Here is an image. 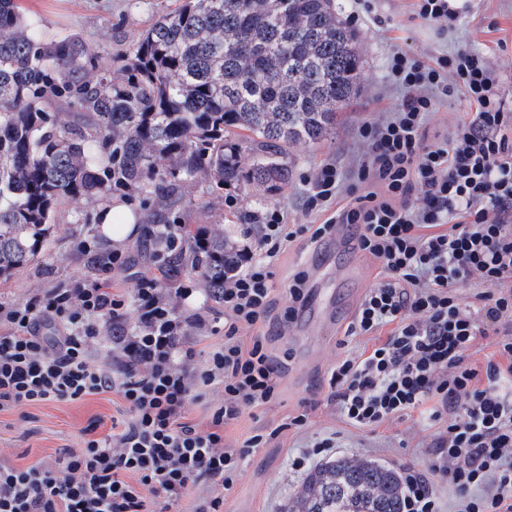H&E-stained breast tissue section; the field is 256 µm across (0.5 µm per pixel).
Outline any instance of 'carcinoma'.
Returning <instances> with one entry per match:
<instances>
[{
	"label": "carcinoma",
	"instance_id": "1",
	"mask_svg": "<svg viewBox=\"0 0 512 512\" xmlns=\"http://www.w3.org/2000/svg\"><path fill=\"white\" fill-rule=\"evenodd\" d=\"M48 38L0 0V279L42 250L58 207L112 205L123 184L160 207L197 180L288 186L291 148L336 130L362 78L356 33L333 0H183L127 42ZM232 253L209 234L194 268L224 287ZM400 475L337 457L306 475L283 512H403Z\"/></svg>",
	"mask_w": 512,
	"mask_h": 512
}]
</instances>
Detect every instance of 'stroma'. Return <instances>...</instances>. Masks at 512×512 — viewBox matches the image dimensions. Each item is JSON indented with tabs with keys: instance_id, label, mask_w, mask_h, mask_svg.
I'll return each instance as SVG.
<instances>
[{
	"instance_id": "1",
	"label": "stroma",
	"mask_w": 512,
	"mask_h": 512,
	"mask_svg": "<svg viewBox=\"0 0 512 512\" xmlns=\"http://www.w3.org/2000/svg\"><path fill=\"white\" fill-rule=\"evenodd\" d=\"M19 4L27 18L39 21L47 37L79 33L103 45L110 41L112 25H121L125 37L133 38L158 13L176 8L179 0H19ZM334 4L339 18L357 34L363 73L359 93L332 137L314 147L292 149V179L284 190L238 191L239 207L230 210L207 182H193L183 188L182 202L166 211L167 220L193 230H221L229 241L242 236L245 212L277 207L287 210L289 223H319V216L304 206V179L324 164L346 169L363 158L359 128L385 117L399 97L388 78L389 58L397 50L427 57L458 51L487 53L501 76L498 93L505 108L512 110V0H466V9L448 31L412 20V0H334ZM129 207L136 232L116 244L104 239L99 225L83 221L85 215L98 213L97 202L86 197L66 201L38 257L0 282V301L22 303L57 283L92 277V257L116 246L129 250L138 268L150 266L153 247L145 242L144 231L153 223L151 211L137 201ZM84 243L90 248L86 255L79 251ZM301 267L310 270L311 298L304 313L274 344L279 355L290 358L280 393L271 403L244 413L224 432L226 442L235 447L256 433L272 436L266 447L247 458L242 475L225 492L224 512H281L303 481L291 468L292 456L320 435L338 433L347 456L368 457L395 468L422 469L427 464L426 446L437 423L413 417L364 432L341 421L328 399L337 359L349 351L371 348L388 336L384 329L371 336L345 335L359 300L375 281L377 264L344 234L317 251L308 247L306 238H297L276 263L274 286L280 301H287L288 278ZM312 398L316 408L305 410V402ZM120 405L117 396L104 393L78 402L0 411V463L25 467L62 456L76 447L84 432L107 433L121 415ZM303 412L308 415L306 426L287 427L288 418Z\"/></svg>"
}]
</instances>
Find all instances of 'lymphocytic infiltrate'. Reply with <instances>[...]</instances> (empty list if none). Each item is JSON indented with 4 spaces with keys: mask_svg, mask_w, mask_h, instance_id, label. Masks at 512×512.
<instances>
[{
    "mask_svg": "<svg viewBox=\"0 0 512 512\" xmlns=\"http://www.w3.org/2000/svg\"><path fill=\"white\" fill-rule=\"evenodd\" d=\"M389 79L400 101L390 119L361 128L366 158L349 172L325 164L305 180V205L325 221L292 228L281 209L250 213L256 227L244 229L248 242L223 288L168 287L162 259L138 270L116 248L93 280L0 302V411L112 392L123 412L106 435L81 438L54 461L0 464V512H152L156 499L176 505L199 486L206 493L194 512H223V491L268 441L257 433L233 448L224 429L276 398L283 366L269 346L273 330L309 301L302 268L277 311L274 261L299 234L315 246L341 229L382 270L346 333L390 334L337 361V414L365 431L429 407L439 427L427 468L401 469L404 512H444L443 484L457 512H512V113L484 52L425 60L398 51ZM458 90L470 119L427 141L429 115ZM473 280L484 289L468 303L459 290ZM199 291L223 327L181 310ZM203 334L217 339L204 359ZM487 336L495 354L479 367L470 351ZM195 402L213 406L205 425L188 418Z\"/></svg>",
    "mask_w": 512,
    "mask_h": 512,
    "instance_id": "obj_1",
    "label": "lymphocytic infiltrate"
}]
</instances>
